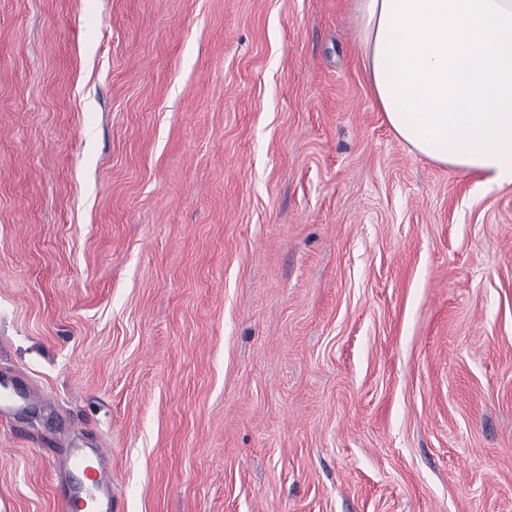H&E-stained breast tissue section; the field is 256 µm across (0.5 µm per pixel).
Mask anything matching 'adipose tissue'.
Here are the masks:
<instances>
[{"label":"adipose tissue","instance_id":"ef3b65f1","mask_svg":"<svg viewBox=\"0 0 512 512\" xmlns=\"http://www.w3.org/2000/svg\"><path fill=\"white\" fill-rule=\"evenodd\" d=\"M373 98L417 155L512 184V0H359Z\"/></svg>","mask_w":512,"mask_h":512}]
</instances>
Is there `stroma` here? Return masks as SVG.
<instances>
[{"label": "stroma", "mask_w": 512, "mask_h": 512, "mask_svg": "<svg viewBox=\"0 0 512 512\" xmlns=\"http://www.w3.org/2000/svg\"><path fill=\"white\" fill-rule=\"evenodd\" d=\"M356 0H0V512H512V184L388 127ZM99 466L97 469H90L86 465V457L79 452H74L68 459L70 469L82 472L90 482L91 488L96 491L112 490L111 471L102 463L101 455H97Z\"/></svg>", "instance_id": "stroma-1"}]
</instances>
